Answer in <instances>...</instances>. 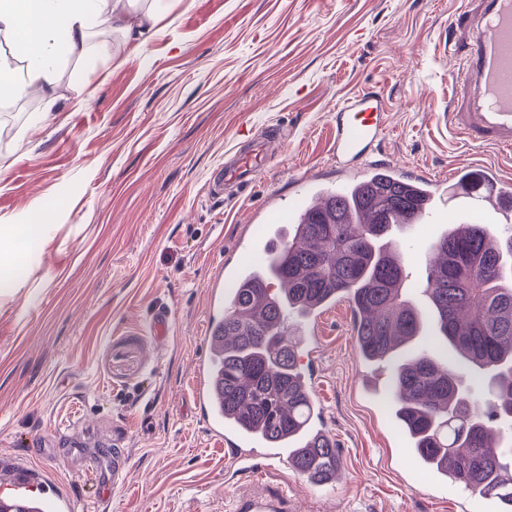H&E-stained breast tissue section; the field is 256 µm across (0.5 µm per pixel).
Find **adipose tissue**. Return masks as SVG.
Masks as SVG:
<instances>
[{"label":"adipose tissue","instance_id":"adipose-tissue-1","mask_svg":"<svg viewBox=\"0 0 512 512\" xmlns=\"http://www.w3.org/2000/svg\"><path fill=\"white\" fill-rule=\"evenodd\" d=\"M132 0H0V45L15 46L25 61L17 71L12 57L0 53V101L30 91L54 100L58 64L82 56L95 28L107 25L125 38L149 43L159 32V13L148 6L131 14Z\"/></svg>","mask_w":512,"mask_h":512}]
</instances>
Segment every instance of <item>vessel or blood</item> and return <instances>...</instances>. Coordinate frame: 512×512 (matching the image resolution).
Instances as JSON below:
<instances>
[{
	"mask_svg": "<svg viewBox=\"0 0 512 512\" xmlns=\"http://www.w3.org/2000/svg\"><path fill=\"white\" fill-rule=\"evenodd\" d=\"M448 47L460 57L458 71L448 80L454 102L450 111L441 113L440 121L448 125L471 147L495 146L512 150V0H463V7L451 22ZM388 108L380 99L359 95L340 102L333 118L335 137L333 154L337 163L352 171L369 175L377 171L398 173V166L381 156L380 147L387 134ZM269 162L266 139L251 140L238 150L232 162L218 170L212 179L214 192H223L225 184L247 186L251 177ZM493 191L477 201H459L456 209L468 220L483 224L512 222V180L492 166L481 169ZM410 189L424 197L416 224H447L452 220L448 197L426 178L405 177ZM297 194L285 207L275 206L265 215L268 224H293L304 214L321 206L331 196H346L349 185L339 182L322 185L316 177H299ZM269 255L264 237H257L247 248L243 264L226 269L225 277L239 282L244 269L262 266ZM212 314L207 323L208 346H221L218 313L224 308V294L211 293ZM168 312H154L146 330L155 344H163L170 328ZM204 366L194 371L195 403L206 412L210 430L223 440L236 444L232 458L237 478L251 485L249 491L234 492L230 512H297L299 497L289 496L286 489L265 490L261 487L263 459L272 458L287 464L282 448H259L254 438L242 435L226 425L217 412L211 395L205 394L202 379ZM83 471L99 474L102 466L112 468L113 479L126 470L127 450L115 446L111 458L96 453L81 455ZM73 502L51 477L50 463L35 466L21 458H0V512H72Z\"/></svg>",
	"mask_w": 512,
	"mask_h": 512,
	"instance_id": "1",
	"label": "vessel or blood"
}]
</instances>
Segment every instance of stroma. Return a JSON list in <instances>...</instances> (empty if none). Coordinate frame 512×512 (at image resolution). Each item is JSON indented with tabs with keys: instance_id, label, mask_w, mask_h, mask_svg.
<instances>
[{
	"instance_id": "stroma-1",
	"label": "stroma",
	"mask_w": 512,
	"mask_h": 512,
	"mask_svg": "<svg viewBox=\"0 0 512 512\" xmlns=\"http://www.w3.org/2000/svg\"><path fill=\"white\" fill-rule=\"evenodd\" d=\"M462 2L164 0L149 44L100 30L113 55L63 59L52 108L35 94L0 112V230L44 216L22 264L0 251L12 275L0 291V457L41 464L31 450L48 435L71 450L100 440L108 456L118 427L131 466L105 504L71 452L56 462L74 512H229L231 453L192 399L209 295L296 176L342 179L336 102L361 90L393 102L387 153L447 187L476 163L512 178V150L469 147L439 123L458 58L437 39ZM267 125L282 130L276 160L240 198L212 195L225 155ZM446 230H397L411 280L424 281ZM159 308L172 316L160 348L145 333ZM301 347L340 459L323 512H487L418 470L389 388L363 393L349 303L312 322Z\"/></svg>"
}]
</instances>
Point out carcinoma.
Instances as JSON below:
<instances>
[{
	"mask_svg": "<svg viewBox=\"0 0 512 512\" xmlns=\"http://www.w3.org/2000/svg\"><path fill=\"white\" fill-rule=\"evenodd\" d=\"M419 208L399 184L373 179L277 236L267 269L248 274L224 311V419L271 447L301 427L313 400L283 301L270 289L287 290L288 307L300 315L334 293L352 308L363 361L395 365L392 407L415 455L512 512V225L504 237L488 224L444 233L427 268L423 310L404 288L405 248L393 238L398 220ZM427 329L435 346L448 347V361L428 351L401 359ZM461 368L486 382L485 407ZM290 463L318 482L338 468L336 443L318 435L291 449Z\"/></svg>",
	"mask_w": 512,
	"mask_h": 512,
	"instance_id": "obj_1",
	"label": "carcinoma"
}]
</instances>
